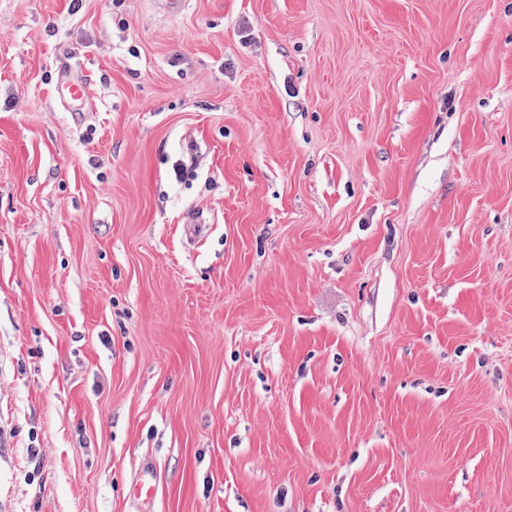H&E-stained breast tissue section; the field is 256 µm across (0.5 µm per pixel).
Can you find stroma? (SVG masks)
I'll use <instances>...</instances> for the list:
<instances>
[{
	"label": "stroma",
	"instance_id": "35a3bbf8",
	"mask_svg": "<svg viewBox=\"0 0 512 512\" xmlns=\"http://www.w3.org/2000/svg\"><path fill=\"white\" fill-rule=\"evenodd\" d=\"M0 512H512V0H0ZM57 86L64 99L84 101L85 83L78 74L73 75L65 69H60L57 76ZM135 497L143 501H152L157 493L155 468L150 461L143 462L134 481Z\"/></svg>",
	"mask_w": 512,
	"mask_h": 512
}]
</instances>
